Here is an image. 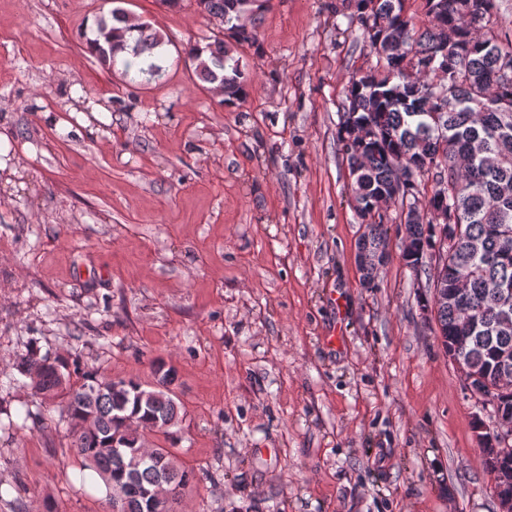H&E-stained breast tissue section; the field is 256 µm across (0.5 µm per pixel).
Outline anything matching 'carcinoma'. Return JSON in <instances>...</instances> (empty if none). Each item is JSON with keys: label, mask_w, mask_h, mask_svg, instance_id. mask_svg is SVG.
Returning <instances> with one entry per match:
<instances>
[{"label": "carcinoma", "mask_w": 512, "mask_h": 512, "mask_svg": "<svg viewBox=\"0 0 512 512\" xmlns=\"http://www.w3.org/2000/svg\"><path fill=\"white\" fill-rule=\"evenodd\" d=\"M247 0H195L199 11L220 18L238 44L255 36L239 23ZM428 25L416 28L405 0H347L349 23L376 63L349 80L342 103L340 137L351 178L349 193L365 231L361 256L385 254L387 224L404 226L402 252L416 272L433 258L437 232L448 229V299L438 302L436 320L446 356L455 338L469 337L466 354L486 381L483 400L512 414V390L497 386V356L512 353V317L500 318L499 294L512 289V39L492 27L495 0H425ZM89 52L106 69L141 89L159 81L166 68L155 61L167 45L143 22H131L115 7L83 35ZM208 58H202V52ZM129 53L132 58L119 60ZM202 83L220 81L224 105L246 97L248 75L241 60L218 38L177 51ZM403 169L393 201L396 216L380 210ZM432 182L431 192L421 189ZM425 204H420V199ZM444 205L448 223L432 222ZM416 209L418 222L403 220ZM42 399L60 401V422L82 467L104 481L108 512H177L181 491L195 478L176 464L169 448L145 447L146 435L178 425L171 386L175 373L155 363V382L114 379L71 368L64 357L42 356L30 346L17 357Z\"/></svg>", "instance_id": "1"}]
</instances>
